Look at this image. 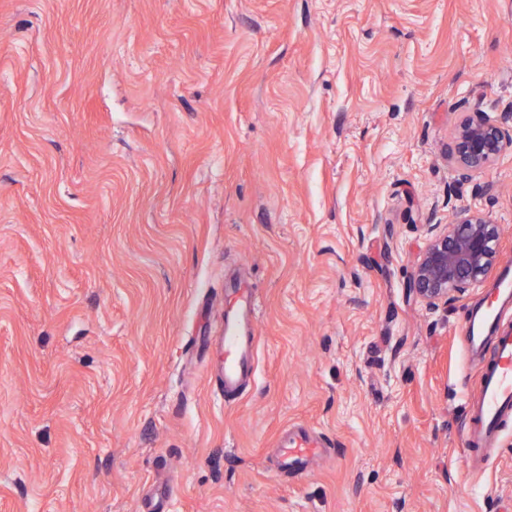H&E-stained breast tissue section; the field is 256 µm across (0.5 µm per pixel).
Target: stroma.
<instances>
[{
  "instance_id": "1",
  "label": "stroma",
  "mask_w": 512,
  "mask_h": 512,
  "mask_svg": "<svg viewBox=\"0 0 512 512\" xmlns=\"http://www.w3.org/2000/svg\"><path fill=\"white\" fill-rule=\"evenodd\" d=\"M512 0H0V512H512V418L463 446L478 287L410 286L467 211L512 255ZM258 295L225 403L201 336ZM333 446L302 482L273 444ZM509 148L512 136L506 137L497 121L465 119L454 136L452 161L462 175H467L486 167ZM256 308L255 290L247 278L224 284V334L219 336V383L224 401L242 396L255 377Z\"/></svg>"
}]
</instances>
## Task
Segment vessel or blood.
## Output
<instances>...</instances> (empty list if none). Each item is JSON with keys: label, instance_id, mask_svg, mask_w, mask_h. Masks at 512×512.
<instances>
[{"label": "vessel or blood", "instance_id": "1", "mask_svg": "<svg viewBox=\"0 0 512 512\" xmlns=\"http://www.w3.org/2000/svg\"><path fill=\"white\" fill-rule=\"evenodd\" d=\"M512 306V260L493 276V286L481 307L462 327L467 349L491 345L480 365L479 388L468 405L464 426L465 452L472 469H481L495 446L503 421L512 416V326L500 319ZM255 290L249 280H229L224 286V334L220 338V389L225 401L242 396L254 379L257 364ZM278 466L290 480L302 481L314 464L332 455L333 448L313 429L292 425L277 439Z\"/></svg>", "mask_w": 512, "mask_h": 512}]
</instances>
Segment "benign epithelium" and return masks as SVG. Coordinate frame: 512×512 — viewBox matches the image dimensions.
<instances>
[{
	"label": "benign epithelium",
	"mask_w": 512,
	"mask_h": 512,
	"mask_svg": "<svg viewBox=\"0 0 512 512\" xmlns=\"http://www.w3.org/2000/svg\"><path fill=\"white\" fill-rule=\"evenodd\" d=\"M498 122L464 120L454 136L452 161L464 175L489 165L507 149ZM499 227L481 212H467L436 234L420 255L411 288L429 307L478 287L498 257Z\"/></svg>",
	"instance_id": "7a95c632"
}]
</instances>
